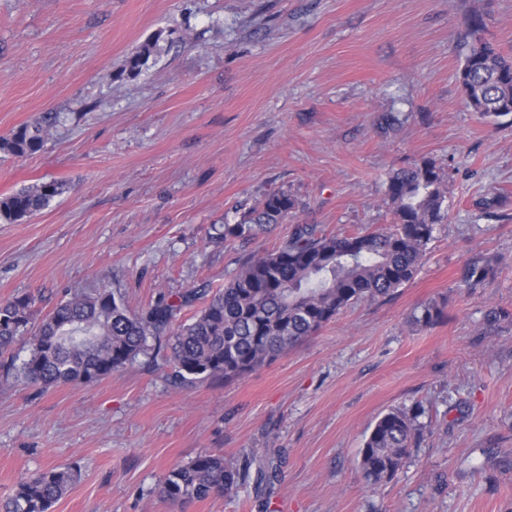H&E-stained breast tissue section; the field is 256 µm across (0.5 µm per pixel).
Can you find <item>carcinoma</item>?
Returning <instances> with one entry per match:
<instances>
[{
	"label": "carcinoma",
	"instance_id": "obj_1",
	"mask_svg": "<svg viewBox=\"0 0 512 512\" xmlns=\"http://www.w3.org/2000/svg\"><path fill=\"white\" fill-rule=\"evenodd\" d=\"M485 33L483 19L472 18L458 80L468 107L497 119L512 114V59ZM151 49L147 44L129 58L128 76L139 74ZM58 122V115L47 114L24 124L0 138V150L17 157L35 154ZM450 181V173L428 158L393 171L384 199L392 215L390 227L340 236L314 224H296L277 247L250 257L214 292L203 282L134 311L112 290L100 288L61 301L39 320L29 295L0 302V371L44 387L87 385L148 354L153 368L170 369L171 381L180 387L242 377L315 334L343 308L385 299L410 283L437 225L448 218ZM63 192L64 184L56 180L20 189L0 199V221L31 217ZM297 208L293 194L273 191L242 223L215 229L212 239L247 243L288 221ZM490 270L487 261L472 263L461 287L476 286ZM195 305L189 319L179 320L183 309ZM442 316L443 310L432 304L415 321L427 327ZM20 342L28 345L29 355L19 363L13 349ZM421 435L414 414L392 409L379 417L359 453L358 469L367 484L395 479ZM273 477L267 457L253 455L239 463L207 452L164 474L158 494L164 501H200L249 484L259 494ZM72 481V473L61 468L24 477L0 502V512H49Z\"/></svg>",
	"mask_w": 512,
	"mask_h": 512
}]
</instances>
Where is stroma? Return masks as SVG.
Instances as JSON below:
<instances>
[{
	"mask_svg": "<svg viewBox=\"0 0 512 512\" xmlns=\"http://www.w3.org/2000/svg\"><path fill=\"white\" fill-rule=\"evenodd\" d=\"M477 15L512 56V0H0V136L59 115L40 152L0 151V197L65 185L0 221V301L30 295L36 317L102 287L135 310L222 287L287 228L213 243L212 225L271 191L297 198L294 223L345 234L389 227L390 172L430 158L452 175L414 280L244 377L178 389L142 356L92 385L0 376V501L68 467L51 512H262L249 485L159 498L171 467L216 452L275 458L272 512H512V115L465 104ZM485 258L486 280L461 287ZM428 304L444 318L424 327ZM393 408L423 435L370 487L356 460ZM63 192L64 184L56 180L20 189L0 199V221L14 223L31 217Z\"/></svg>",
	"mask_w": 512,
	"mask_h": 512,
	"instance_id": "35a3bbf8",
	"label": "stroma"
}]
</instances>
